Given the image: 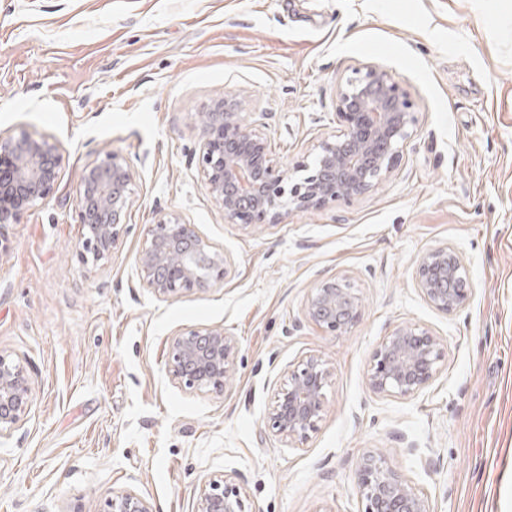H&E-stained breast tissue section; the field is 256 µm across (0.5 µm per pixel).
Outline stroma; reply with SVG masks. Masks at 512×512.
<instances>
[{
  "label": "stroma",
  "instance_id": "obj_1",
  "mask_svg": "<svg viewBox=\"0 0 512 512\" xmlns=\"http://www.w3.org/2000/svg\"><path fill=\"white\" fill-rule=\"evenodd\" d=\"M366 63L414 104L400 165L278 225L228 223L199 171V113L244 99L245 121L292 168L341 131L338 86ZM0 132L64 158L54 195L0 231V351L31 383L24 421L0 438V512H102L126 491L152 512H196L224 476L252 512H363L369 454L431 512H501L512 498V0H0ZM111 150L134 202L110 257L85 266L76 187ZM170 213L231 265L163 298L140 285L136 256ZM444 244L472 285L446 314L413 278ZM334 275L363 303L344 336L303 314ZM409 323L441 338L439 372L413 396L376 395L372 354ZM200 326L239 343L220 395L166 370L172 338ZM311 355L330 370L324 410L291 442L270 412Z\"/></svg>",
  "mask_w": 512,
  "mask_h": 512
}]
</instances>
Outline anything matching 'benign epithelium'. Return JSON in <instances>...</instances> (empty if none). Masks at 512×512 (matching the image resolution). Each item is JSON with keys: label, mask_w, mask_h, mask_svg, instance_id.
Instances as JSON below:
<instances>
[{"label": "benign epithelium", "mask_w": 512, "mask_h": 512, "mask_svg": "<svg viewBox=\"0 0 512 512\" xmlns=\"http://www.w3.org/2000/svg\"><path fill=\"white\" fill-rule=\"evenodd\" d=\"M336 109L343 133L321 142L313 166L302 164L291 171L271 157L266 138L245 122L239 99L216 100L202 123L205 138L198 165L225 220L244 227L279 224L291 212L360 196L398 166L417 116L393 75L375 65L354 69L338 88ZM62 164L57 146L45 139L0 134V230L20 223L37 202L53 195ZM132 180L130 166L112 151L84 169L76 190L83 234L75 255L82 265H96L112 253L132 205ZM136 264L140 284L160 297L203 287L228 273L227 261L213 254L191 225L174 214L147 225ZM414 279L424 299L444 313L461 307L471 292L462 260L449 245L424 253L416 263ZM361 309L350 283L331 277L309 290L304 317L343 336ZM237 354V341L226 330L193 327L172 339L166 368L187 390L220 394ZM441 357V339L429 329L399 326L374 352L368 387L377 395H415L437 375ZM329 376L325 362L315 356L291 372L270 417L277 435L299 441L308 437L323 411ZM30 396L25 368L0 352V437L22 423ZM356 478L364 512H430L427 499L415 493L381 455L366 456ZM105 512L152 510L137 494L122 492L112 496ZM197 512H249L243 487L225 478L209 481Z\"/></svg>", "instance_id": "7a95c632"}]
</instances>
